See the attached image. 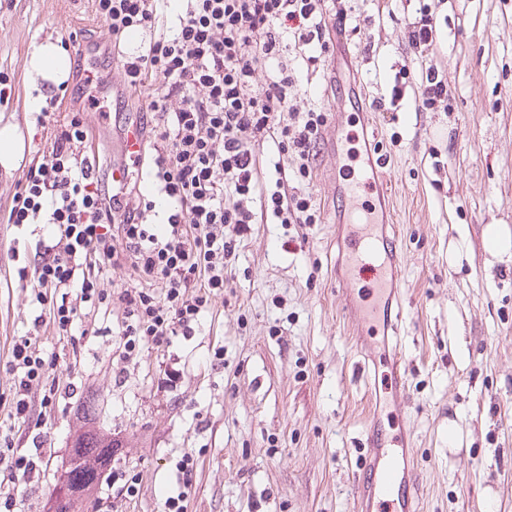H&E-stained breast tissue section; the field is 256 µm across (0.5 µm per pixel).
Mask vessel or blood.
Wrapping results in <instances>:
<instances>
[{"label": "vessel or blood", "instance_id": "b4317fda", "mask_svg": "<svg viewBox=\"0 0 512 512\" xmlns=\"http://www.w3.org/2000/svg\"><path fill=\"white\" fill-rule=\"evenodd\" d=\"M362 163L370 177L359 178L344 167L333 172L337 193L336 282L342 304L358 324L357 344L370 353L379 329L399 332V323L381 313L402 297L405 254L396 232L387 231V216L378 212L372 193L389 181L384 158L367 149ZM397 439L387 438L378 426L365 433L368 458L356 484L358 512H421V495L406 467V451Z\"/></svg>", "mask_w": 512, "mask_h": 512}]
</instances>
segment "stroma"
<instances>
[{
  "label": "stroma",
  "instance_id": "1",
  "mask_svg": "<svg viewBox=\"0 0 512 512\" xmlns=\"http://www.w3.org/2000/svg\"><path fill=\"white\" fill-rule=\"evenodd\" d=\"M359 62L310 60L285 35L283 64L299 109L333 115L362 88L388 161L406 256L405 410L371 390L385 365L359 369L356 324L336 294V200L327 176L336 159L319 145L310 179L297 182L319 223L255 224L236 245L229 286L213 297L191 336L140 345L125 355L116 294L142 287L129 267L112 269L105 300L82 305L70 335L49 326L32 274L53 240L46 226L9 223L14 193L56 122L76 111V76L48 87L53 114L38 121L29 60L52 41L83 51L105 96L87 108L89 139L77 152L112 161L122 140L111 112L124 89L112 36L94 0H0V126L23 141L16 164L0 165V445L32 459L23 495L0 470L11 512H47L86 404L116 450L94 493L97 512H355L362 432L376 416L404 434L420 476L423 512H512V0H442L437 35L407 57V21L419 0H346ZM79 31L72 43L69 31ZM435 69L447 104L416 112L414 84L393 95L401 68ZM383 111H376V104ZM29 339L56 392L32 384L26 418L15 415L20 372L14 341ZM135 493H119L116 481Z\"/></svg>",
  "mask_w": 512,
  "mask_h": 512
}]
</instances>
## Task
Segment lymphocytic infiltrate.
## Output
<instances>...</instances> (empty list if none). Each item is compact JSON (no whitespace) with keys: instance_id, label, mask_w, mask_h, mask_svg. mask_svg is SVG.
<instances>
[{"instance_id":"f902f5d3","label":"lymphocytic infiltrate","mask_w":512,"mask_h":512,"mask_svg":"<svg viewBox=\"0 0 512 512\" xmlns=\"http://www.w3.org/2000/svg\"><path fill=\"white\" fill-rule=\"evenodd\" d=\"M113 44L154 27L160 0H96ZM325 0H182L174 33L123 61L124 86L144 106L128 116L124 131H149V157L131 158L113 193H102L89 161L74 144L87 136L80 114L54 131L47 151L32 161L13 196L8 221L41 219L53 228V251L36 268L39 301L52 305L59 331H69L77 305L102 298L98 273L130 265L147 287L118 294L124 307L121 334L126 350L158 344L189 331L224 275L244 236L259 218L281 224H315L311 197L291 191L287 177L260 192L257 149L265 139L299 159L296 176L308 178V161L326 124L324 113L299 111L288 97L293 77L280 65V34L327 52L331 30ZM273 71L265 86L259 69ZM162 90H155V83ZM180 105L168 111L169 97ZM151 181L170 208L161 225L140 190Z\"/></svg>"}]
</instances>
